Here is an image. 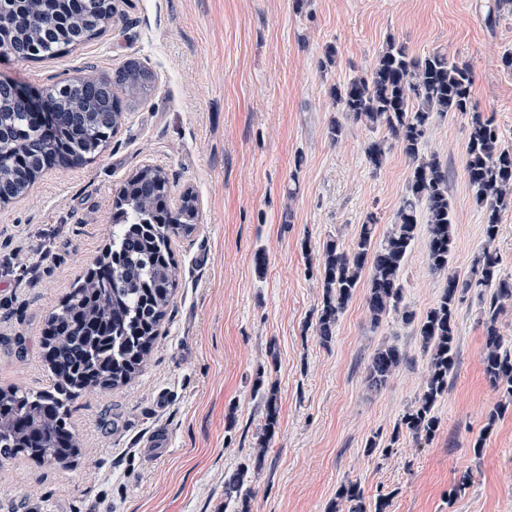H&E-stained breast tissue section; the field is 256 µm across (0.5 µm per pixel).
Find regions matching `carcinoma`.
Returning <instances> with one entry per match:
<instances>
[{"mask_svg":"<svg viewBox=\"0 0 512 512\" xmlns=\"http://www.w3.org/2000/svg\"><path fill=\"white\" fill-rule=\"evenodd\" d=\"M55 17L41 20L44 0H0V48L28 61L54 59L97 38L115 14L114 0H55ZM472 68L467 63L434 53L424 59L409 55L390 39L373 67L346 83L331 87L337 108L346 118L372 130L383 129L411 161L406 191L390 229L375 238L376 219L368 215L352 247L330 241L322 253L320 274L323 299L316 310L315 330L323 345L331 342L336 324L362 282H367L366 306L372 323L390 312L406 323L415 313L401 306L402 271L419 235L420 220L428 224L425 243L429 268L444 277L438 302L418 325L423 348L429 353L428 374L420 395L401 419L417 441L431 440L440 421L434 408L448 390L455 366L456 316L467 292L490 294L483 310L482 363L486 378L503 392L484 427L489 433L512 406V350L497 327L500 313L512 305V277L500 274L494 241L501 211L512 206V148L502 144L493 117L473 99ZM154 90L153 74L130 60L108 79L88 72L47 86L54 101L55 129L46 136L34 116L0 84V200L24 196L42 172L58 166H77L99 155L125 121L123 108ZM458 112L469 116L465 172L475 200L483 209L481 255L471 276L449 272L454 221L448 199V168L436 157L420 156L433 115ZM387 140H373L366 158L381 167ZM166 172L144 166L119 189L112 205V242L75 283L67 299L47 318L39 349L51 382L40 391L13 386L0 388V457L24 455L66 466L78 455L79 436L70 425L71 405L82 393L117 388L141 370L158 336L178 288V266L172 241L195 229L197 198L185 190L177 206L170 201ZM404 360L395 347L378 350L368 366V383L384 386ZM266 416L254 469H261L268 445L278 427L275 387L262 394ZM245 471L230 476L224 494L240 500L238 512H250L243 490ZM356 482L340 487V512H367Z\"/></svg>","mask_w":512,"mask_h":512,"instance_id":"carcinoma-1","label":"carcinoma"}]
</instances>
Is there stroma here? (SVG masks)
Segmentation results:
<instances>
[{
  "label": "stroma",
  "instance_id": "35a3bbf8",
  "mask_svg": "<svg viewBox=\"0 0 512 512\" xmlns=\"http://www.w3.org/2000/svg\"><path fill=\"white\" fill-rule=\"evenodd\" d=\"M492 2L116 0L99 39L52 60L0 58V78L38 89L86 69L108 77L131 58L155 76L152 96L94 161L50 170L0 206L1 387L47 385L38 350L46 319L108 245L124 180L160 167L172 198L193 190L199 209L196 230L173 246L178 289L142 371L74 401L80 453L69 466L0 460V512H235L224 482L251 462L263 384L277 388L279 428L248 475L251 512H329L350 481L367 507L385 498V512H512V409L482 432L502 399L483 371V300L470 296L459 310L456 366L427 442L397 429L427 375L415 324L394 312L372 324L361 288L329 344L315 333L324 246L351 247L371 214L385 234L410 171L396 145L381 168L367 162L383 130L350 122L341 140L330 138L341 117L332 85L369 69L391 38L415 56L447 53L472 66L473 97L512 147V70L501 64L512 12L488 26ZM330 48L337 56L324 71ZM467 134V116L437 115L421 146L448 167L449 269L463 278L484 246L464 174ZM402 283L416 316L438 300L444 282L429 270L424 240ZM386 346L406 359L374 389L366 367ZM160 429L167 445L147 453ZM465 471L470 487L449 498Z\"/></svg>",
  "mask_w": 512,
  "mask_h": 512
}]
</instances>
